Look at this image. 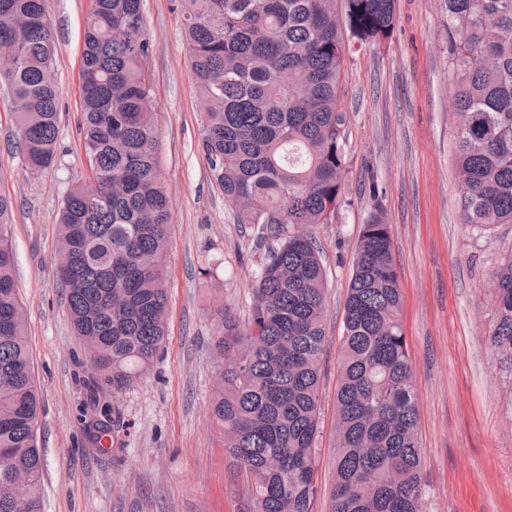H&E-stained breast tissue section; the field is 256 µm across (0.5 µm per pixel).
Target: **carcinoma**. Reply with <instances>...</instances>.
<instances>
[{"label": "carcinoma", "instance_id": "cac0c4a2", "mask_svg": "<svg viewBox=\"0 0 512 512\" xmlns=\"http://www.w3.org/2000/svg\"><path fill=\"white\" fill-rule=\"evenodd\" d=\"M342 2L343 11L337 10ZM455 79L456 168L464 223L512 224V0H443ZM205 103L202 149L240 224L277 247L255 273L247 323L223 306L224 358L212 414L249 475L256 512H316L321 359L327 341L319 247L297 225L327 224L344 202L341 68L349 40L391 37L394 0H176ZM0 47L25 166L54 157L61 89L44 0H0ZM152 54L141 0H88L80 64L79 181L60 212L59 271L72 325L95 368L88 407L109 432L99 383L122 392L167 336L169 196L160 177ZM0 194V512H41L39 397ZM492 344L512 361V253L494 273ZM389 225H363L345 303L336 384L330 512H429L412 362Z\"/></svg>", "mask_w": 512, "mask_h": 512}]
</instances>
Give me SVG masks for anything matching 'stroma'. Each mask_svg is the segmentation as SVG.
I'll return each mask as SVG.
<instances>
[{"instance_id": "obj_1", "label": "stroma", "mask_w": 512, "mask_h": 512, "mask_svg": "<svg viewBox=\"0 0 512 512\" xmlns=\"http://www.w3.org/2000/svg\"><path fill=\"white\" fill-rule=\"evenodd\" d=\"M87 0H45L61 87L55 162L28 173L11 95L0 86V194L13 201L9 242L40 401L42 512H253L243 469L211 414L221 365L212 342L228 305L247 319L268 254L213 180L201 143L200 97L172 0H141L152 42L162 177L170 197L167 340L149 372L112 408L109 445L80 416L90 366L58 275V223L68 186L86 177L79 65ZM344 202L312 225L326 271L328 341L321 361L318 512H329L335 453L338 336L363 224L390 226L412 358L430 512H512V363L495 351L493 274L512 224L463 221L455 153L460 117L442 0H396L390 40L346 54Z\"/></svg>"}]
</instances>
